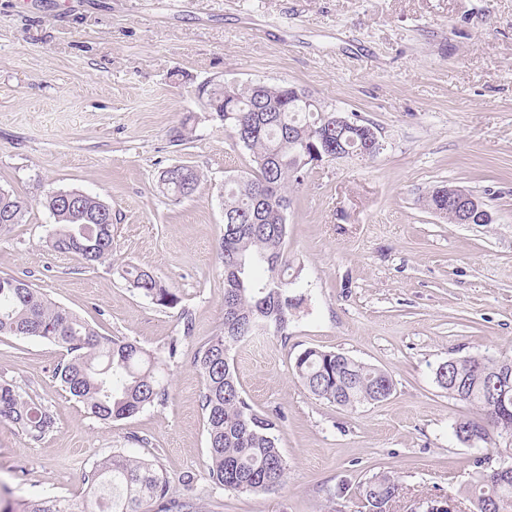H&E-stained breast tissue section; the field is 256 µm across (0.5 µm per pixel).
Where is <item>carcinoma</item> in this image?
Masks as SVG:
<instances>
[{
	"mask_svg": "<svg viewBox=\"0 0 512 512\" xmlns=\"http://www.w3.org/2000/svg\"><path fill=\"white\" fill-rule=\"evenodd\" d=\"M287 84L235 86L216 84L207 91L217 115L228 119L224 130L235 145L249 151L251 170L243 180L224 186V233L220 259L224 267V323L202 343L193 364L203 376L201 408L206 419L209 474L212 481L237 492H275L285 483L288 464L280 451L277 423L257 411L243 395L231 351L263 328L273 334L290 321L303 299L290 292L285 244L286 213L291 205L288 182H300L312 166L302 153L318 143L319 118ZM233 109V117L227 110ZM353 121L344 138L361 152L360 128ZM203 174L188 165L164 187L180 199L199 189ZM425 206L457 222L448 210V187L433 188ZM44 206L55 221L49 244L87 265L112 258V224H101L100 210L112 211L103 200L83 195L82 208L57 205L48 194ZM29 209L21 197L0 189V230L20 224ZM130 286L153 304L174 308L177 294L153 272L133 267L124 271ZM0 336L38 337L66 346L72 357L55 369L67 393L102 421L126 419L144 408L165 404L168 388L165 360L138 343L103 336L89 322L57 305L12 276H0ZM294 370L314 396L345 407L373 404L389 397L392 378L382 370L344 354L308 348L294 361ZM436 382L478 416L462 418L453 433L472 448L488 444V435L512 440V357H461L438 366ZM9 421L30 439L44 438L53 428V413L16 385L0 382V421ZM90 490L96 512H171L170 486L153 464L125 453L100 460L91 471ZM398 481L375 474L356 486L368 512H390ZM475 512H512V470L479 474L469 489ZM3 512H78L66 498L48 494L6 506Z\"/></svg>",
	"mask_w": 512,
	"mask_h": 512,
	"instance_id": "cac0c4a2",
	"label": "carcinoma"
}]
</instances>
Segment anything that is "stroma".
Listing matches in <instances>:
<instances>
[{"label":"stroma","instance_id":"35a3bbf8","mask_svg":"<svg viewBox=\"0 0 512 512\" xmlns=\"http://www.w3.org/2000/svg\"><path fill=\"white\" fill-rule=\"evenodd\" d=\"M224 82L304 89L384 144L288 187V273L304 301L284 333L251 336L234 361L248 401L277 418L288 476L274 493L211 480L193 364L224 321V184L251 168L208 104ZM176 163L205 175L181 201L158 183ZM437 185L472 192L491 223L432 213L423 199ZM0 189L29 203L0 232V276L159 357L181 339L167 403L105 423L56 378L64 348L0 337V380L55 418L39 441L0 422L1 506L48 490L85 507L94 464L122 452L200 512H358L353 486L381 472L401 486L390 512L450 496L470 512L467 487L507 442L460 443L453 425L473 410L435 371L512 356V0H0ZM58 190L111 206V261L86 267L48 247L41 201ZM131 265L179 307L139 295L121 276ZM308 348L383 370L392 395L354 409L311 395L294 371Z\"/></svg>","mask_w":512,"mask_h":512}]
</instances>
